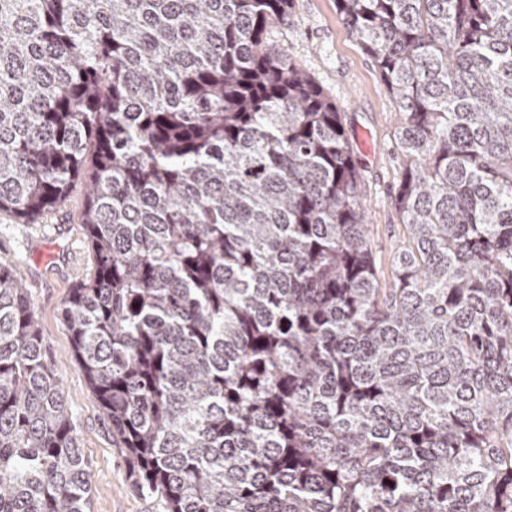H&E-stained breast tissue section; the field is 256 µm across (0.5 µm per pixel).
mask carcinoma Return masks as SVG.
<instances>
[{
	"instance_id": "cac0c4a2",
	"label": "carcinoma",
	"mask_w": 512,
	"mask_h": 512,
	"mask_svg": "<svg viewBox=\"0 0 512 512\" xmlns=\"http://www.w3.org/2000/svg\"><path fill=\"white\" fill-rule=\"evenodd\" d=\"M291 2L0 0V213L88 179L63 316L164 512H512V0H336L410 159L390 288ZM89 494L0 261V512Z\"/></svg>"
}]
</instances>
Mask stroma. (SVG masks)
Returning <instances> with one entry per match:
<instances>
[{
  "instance_id": "obj_1",
  "label": "stroma",
  "mask_w": 512,
  "mask_h": 512,
  "mask_svg": "<svg viewBox=\"0 0 512 512\" xmlns=\"http://www.w3.org/2000/svg\"><path fill=\"white\" fill-rule=\"evenodd\" d=\"M271 44L312 77L335 103L362 186L361 203L380 287L391 285V262L406 240L397 196L408 160L396 137L398 104L375 60L350 35L336 0H292L288 22L274 26ZM86 181L76 179L65 204L37 223L0 213V259L32 298L45 360L59 378L91 483V512H163L158 498L130 488L127 454L112 438L84 370L76 359L62 309L94 257L82 212Z\"/></svg>"
}]
</instances>
